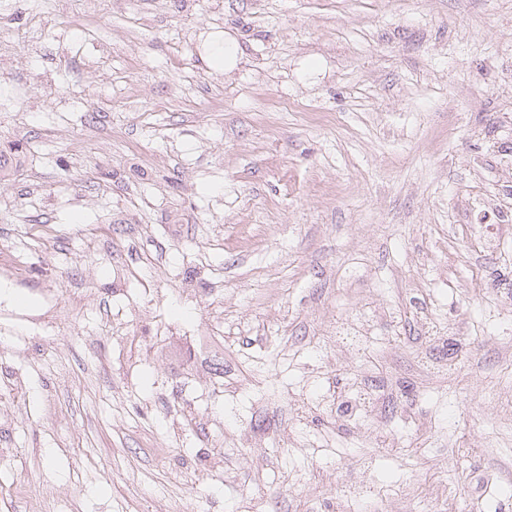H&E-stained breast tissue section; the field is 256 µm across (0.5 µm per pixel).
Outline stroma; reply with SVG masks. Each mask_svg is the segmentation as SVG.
<instances>
[{
    "label": "stroma",
    "instance_id": "1",
    "mask_svg": "<svg viewBox=\"0 0 512 512\" xmlns=\"http://www.w3.org/2000/svg\"><path fill=\"white\" fill-rule=\"evenodd\" d=\"M0 53V512H333L368 451L353 512H512V0H0ZM239 55L238 43L234 39L224 36V42H214L211 45L206 60L211 68L224 69V72H227L236 67ZM372 320L370 319V315L367 313H362L356 316V319L349 323L347 322L340 331H336V333H345L349 336H336L342 337L345 341H347L348 346L355 351H362L366 348L369 341V336H367V331L371 327ZM337 412L345 421L372 415L380 402V395L371 385H363L343 391L336 397Z\"/></svg>",
    "mask_w": 512,
    "mask_h": 512
}]
</instances>
